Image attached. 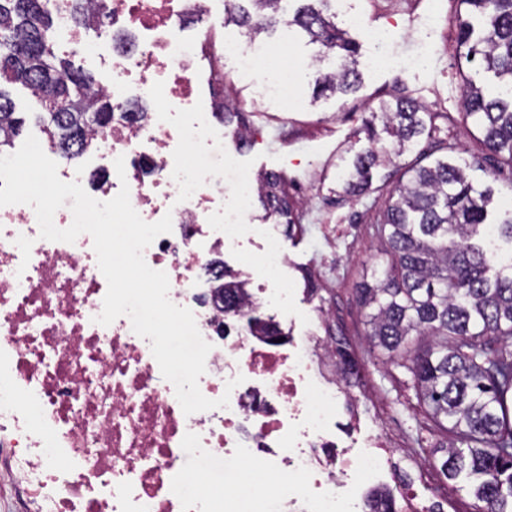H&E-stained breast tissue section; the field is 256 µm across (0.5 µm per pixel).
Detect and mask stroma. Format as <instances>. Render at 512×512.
<instances>
[{
	"mask_svg": "<svg viewBox=\"0 0 512 512\" xmlns=\"http://www.w3.org/2000/svg\"><path fill=\"white\" fill-rule=\"evenodd\" d=\"M412 2L344 0L339 21L348 25L359 45L362 73L361 87L353 94L315 96V79L327 65L319 60L320 45L310 43L296 29L263 36L270 48L285 47L293 63V106L283 109L261 90V80L272 78L275 72L276 61L271 57L259 64V82L225 84V94L234 95L246 114L250 138L242 145L232 132H225L224 152L250 175L284 174L300 205L301 226L291 234L284 225L264 219L258 200H250L243 218L281 240L286 262L278 273V285L289 291L288 316L295 335L312 330L321 336L330 326L343 332L351 345L361 381L352 393L356 416H349L345 407L337 409L341 428L360 439L373 433L396 437L413 449L427 469L429 496L452 500L461 512H474L468 482L448 480L440 471L438 449L446 439L418 405L409 373L378 362L365 341L358 288L364 276L386 267L373 224L401 172L392 166L374 169L371 192L358 198L341 196L336 179L340 157L367 144L362 120L370 108L382 99L411 97L429 111L456 116L451 130L456 154L466 161L476 188H492V219L512 209V181L504 176L493 178L496 157L483 145L473 120L460 117L465 85L453 50L457 0H428L424 13L414 11ZM371 29L383 32L384 41L370 40L367 32ZM254 465V460L246 458L230 473L223 460L201 459L193 448L186 451L190 482L203 472L217 485L236 474L257 486L264 479L255 474Z\"/></svg>",
	"mask_w": 512,
	"mask_h": 512,
	"instance_id": "stroma-1",
	"label": "stroma"
}]
</instances>
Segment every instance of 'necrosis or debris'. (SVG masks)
<instances>
[{
    "label": "necrosis or debris",
    "mask_w": 512,
    "mask_h": 512,
    "mask_svg": "<svg viewBox=\"0 0 512 512\" xmlns=\"http://www.w3.org/2000/svg\"><path fill=\"white\" fill-rule=\"evenodd\" d=\"M216 2L47 0L55 47L79 49L103 72L96 88L114 105L95 154L59 165L58 175L99 201L128 186L146 222L171 215V232L143 256L167 274L170 300L193 312L211 345L202 394L229 405L184 414L151 338L125 315L96 323L107 281L89 234L48 241L31 206L0 207V435L9 450L0 482L22 488L40 512H370L371 491L388 479L405 512H435L417 499L426 477L409 449L383 434L360 446L338 435L333 408L355 382H319L335 364L334 342L288 331L283 342L254 344L201 291L215 253L236 254L250 282L274 280L285 261L269 232L251 260L244 246L256 227L224 209V133L211 121L224 106V72L214 63L234 52V80L251 81L266 49L252 39L225 45ZM190 14L207 25L186 36ZM156 99L163 109L150 122L130 114L131 104ZM239 375L243 383L228 388ZM187 447L229 468L258 457L267 482L246 493L201 477L184 487Z\"/></svg>",
    "instance_id": "4bbe7bcc"
}]
</instances>
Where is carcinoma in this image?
Returning a JSON list of instances; mask_svg holds the SVG:
<instances>
[{
  "instance_id": "1",
  "label": "carcinoma",
  "mask_w": 512,
  "mask_h": 512,
  "mask_svg": "<svg viewBox=\"0 0 512 512\" xmlns=\"http://www.w3.org/2000/svg\"><path fill=\"white\" fill-rule=\"evenodd\" d=\"M44 0H0V79L19 83L41 106L43 131L67 159L88 151L90 131L112 126V97L94 93V77L58 58L53 22ZM226 0L224 22L252 38L281 25L297 26L333 54L339 65L316 78L321 95L354 93L360 86L357 48L329 13L333 0ZM455 54L478 62L502 90L488 93L470 82L462 102L485 147L512 172V0H458ZM243 140L244 115L230 98L216 113ZM412 98L381 100L365 126L369 145L341 160L338 180L346 196L361 197L372 170L391 164L419 140L447 155L403 166L406 180L390 191L375 225L389 264L359 288L372 351L412 375L418 403L448 437L441 471L465 475L477 501L474 512H512V210L488 222L491 191H479L454 156L451 128L436 124ZM381 121L392 147L378 144ZM9 94L0 89V148L22 132ZM264 218L275 216L293 231L296 203L285 177L265 172L257 180ZM246 303L244 282L224 269V309ZM253 332L279 334L273 320L250 310Z\"/></svg>"
}]
</instances>
